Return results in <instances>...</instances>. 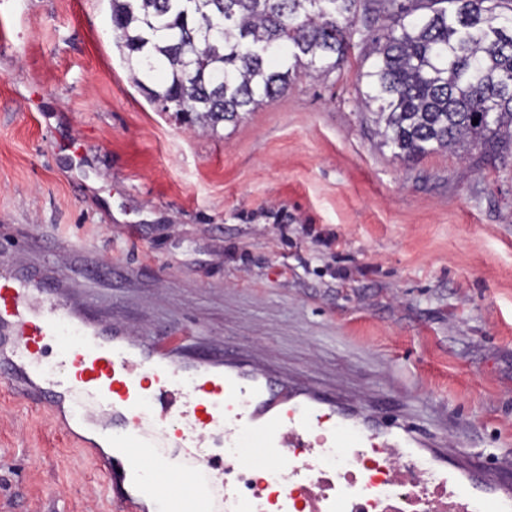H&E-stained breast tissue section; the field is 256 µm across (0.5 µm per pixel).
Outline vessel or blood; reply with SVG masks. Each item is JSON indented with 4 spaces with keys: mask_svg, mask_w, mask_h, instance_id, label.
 <instances>
[{
    "mask_svg": "<svg viewBox=\"0 0 512 512\" xmlns=\"http://www.w3.org/2000/svg\"><path fill=\"white\" fill-rule=\"evenodd\" d=\"M223 361H198L185 370L159 343L134 340L119 328L89 314H74L41 283L0 273V382L27 381L34 402L65 405V429L86 422L91 410L112 415L103 435L123 458L106 467L110 496L123 512L134 505L126 477L148 462L185 478L187 496L171 512H238L231 487L220 481L205 449L208 434L223 430L224 445L242 448L260 437L270 456L285 448L298 452L300 466L285 476L274 506L251 501L250 512H291L288 502L301 495L302 512H359L339 470L315 473L305 462L323 440L335 448H364L372 441L400 461L418 457L422 439L408 427H380L343 411L337 420L322 414L323 402L307 390L289 388L268 372L228 373ZM429 485L415 501L426 505L430 493L450 492L461 512H512V485L497 483L479 469L449 466L442 454L428 462Z\"/></svg>",
    "mask_w": 512,
    "mask_h": 512,
    "instance_id": "obj_1",
    "label": "vessel or blood"
}]
</instances>
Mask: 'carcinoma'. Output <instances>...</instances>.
Segmentation results:
<instances>
[{"label": "carcinoma", "instance_id": "obj_1", "mask_svg": "<svg viewBox=\"0 0 512 512\" xmlns=\"http://www.w3.org/2000/svg\"><path fill=\"white\" fill-rule=\"evenodd\" d=\"M360 2L383 31L358 74L382 145L415 159L512 138V0H110L136 86L213 131L284 95L301 68H341Z\"/></svg>", "mask_w": 512, "mask_h": 512}]
</instances>
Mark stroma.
<instances>
[{
    "mask_svg": "<svg viewBox=\"0 0 512 512\" xmlns=\"http://www.w3.org/2000/svg\"><path fill=\"white\" fill-rule=\"evenodd\" d=\"M109 0H0V271L406 424L512 483V143L411 161L341 72L212 134L129 79ZM0 384V512H121L58 414Z\"/></svg>",
    "mask_w": 512,
    "mask_h": 512,
    "instance_id": "obj_1",
    "label": "stroma"
}]
</instances>
